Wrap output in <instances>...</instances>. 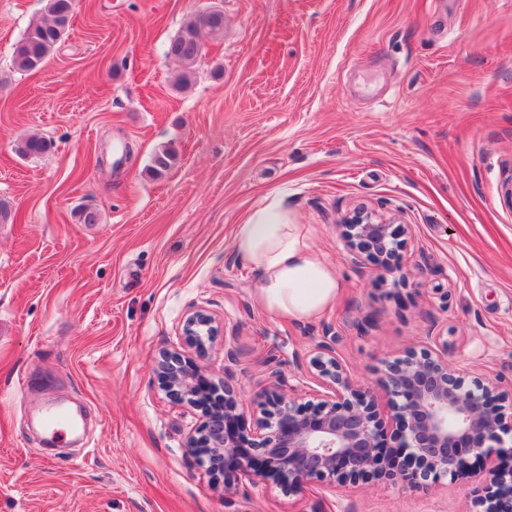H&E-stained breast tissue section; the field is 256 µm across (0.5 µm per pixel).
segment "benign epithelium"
<instances>
[{
	"instance_id": "7a95c632",
	"label": "benign epithelium",
	"mask_w": 512,
	"mask_h": 512,
	"mask_svg": "<svg viewBox=\"0 0 512 512\" xmlns=\"http://www.w3.org/2000/svg\"><path fill=\"white\" fill-rule=\"evenodd\" d=\"M338 228L353 262L401 271L398 259L411 241V225L359 210ZM181 335L202 351L218 335V325L209 312L194 310L183 320ZM238 362L239 349L229 340L218 382L177 350L162 351L156 365L166 396L201 412L184 449L214 487L228 490L243 479L254 485L271 481L288 492L369 479L410 487L420 476L437 480L469 470L473 455L486 483L483 512H512V455L504 458L499 451L512 432V399L478 377L467 380L464 369L448 362L447 344L434 352L405 350L373 388L358 383L338 358L336 337L327 336L307 365L319 389L305 402L285 392L287 378L272 353L265 361L268 386L250 430L232 370ZM376 388L387 396L384 414Z\"/></svg>"
}]
</instances>
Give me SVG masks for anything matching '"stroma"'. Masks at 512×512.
Segmentation results:
<instances>
[{
  "instance_id": "35a3bbf8",
  "label": "stroma",
  "mask_w": 512,
  "mask_h": 512,
  "mask_svg": "<svg viewBox=\"0 0 512 512\" xmlns=\"http://www.w3.org/2000/svg\"><path fill=\"white\" fill-rule=\"evenodd\" d=\"M44 7L0 0V512H483L471 473L213 489L183 448L200 413L155 368L202 308L221 331L201 363L222 378L234 338L251 411L270 351L302 394L296 362L326 335L363 382L442 340L512 390V0H76L42 67L12 71ZM213 9L224 37L178 90L167 45ZM32 135L50 150L20 156ZM167 144L179 161L153 176ZM276 200L341 284L302 323L259 310L232 252ZM359 205L411 226L405 281L350 260L338 224ZM49 401L87 413L80 441L31 423Z\"/></svg>"
}]
</instances>
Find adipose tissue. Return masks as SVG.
I'll return each mask as SVG.
<instances>
[{
  "label": "adipose tissue",
  "instance_id": "1",
  "mask_svg": "<svg viewBox=\"0 0 512 512\" xmlns=\"http://www.w3.org/2000/svg\"><path fill=\"white\" fill-rule=\"evenodd\" d=\"M232 250L259 274L257 303L271 317L316 318L341 292L334 268L311 248L306 225L295 223L280 204H269L238 225Z\"/></svg>",
  "mask_w": 512,
  "mask_h": 512
}]
</instances>
